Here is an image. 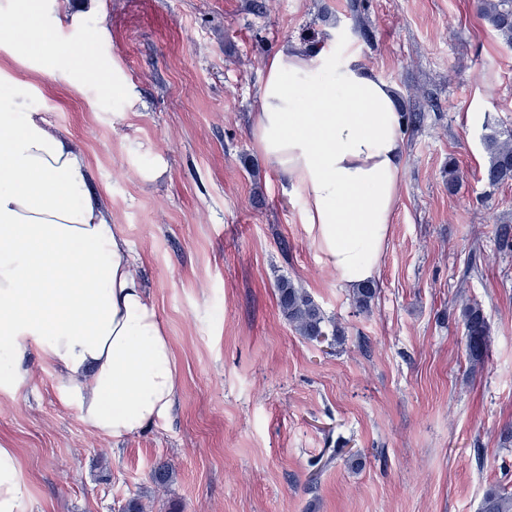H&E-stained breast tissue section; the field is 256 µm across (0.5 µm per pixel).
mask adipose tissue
<instances>
[{"mask_svg":"<svg viewBox=\"0 0 512 512\" xmlns=\"http://www.w3.org/2000/svg\"><path fill=\"white\" fill-rule=\"evenodd\" d=\"M0 45L50 59L30 8ZM252 137L291 193L341 287L374 282L403 185L404 121L393 87L352 50L288 45L265 63ZM86 151L43 112L0 106V388L36 350L96 434L120 439L167 415L180 392L164 324L121 225L90 187ZM0 512H30L13 449L0 447Z\"/></svg>","mask_w":512,"mask_h":512,"instance_id":"obj_1","label":"adipose tissue"}]
</instances>
